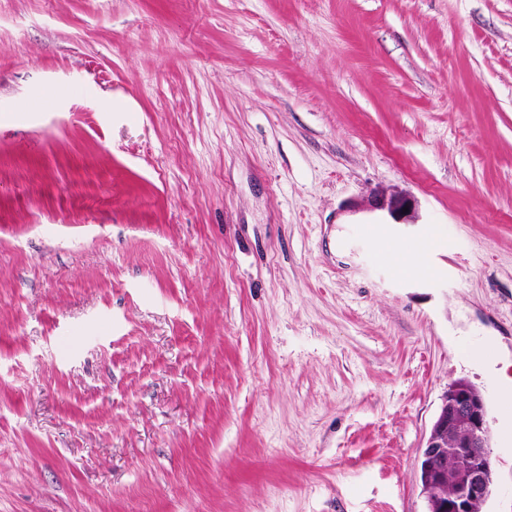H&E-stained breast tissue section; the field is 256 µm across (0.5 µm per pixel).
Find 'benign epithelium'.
<instances>
[{"label": "benign epithelium", "instance_id": "obj_1", "mask_svg": "<svg viewBox=\"0 0 512 512\" xmlns=\"http://www.w3.org/2000/svg\"><path fill=\"white\" fill-rule=\"evenodd\" d=\"M407 206V200L396 197L380 203L395 219ZM490 439L483 392L466 382L449 384L422 452L425 476L421 491L429 512H476V506L486 502L494 486ZM450 452L460 460L451 475L444 465ZM448 484L453 485L449 494L444 492Z\"/></svg>", "mask_w": 512, "mask_h": 512}]
</instances>
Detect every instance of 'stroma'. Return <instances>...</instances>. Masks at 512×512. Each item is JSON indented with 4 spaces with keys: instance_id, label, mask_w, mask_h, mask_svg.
Returning <instances> with one entry per match:
<instances>
[{
    "instance_id": "obj_1",
    "label": "stroma",
    "mask_w": 512,
    "mask_h": 512,
    "mask_svg": "<svg viewBox=\"0 0 512 512\" xmlns=\"http://www.w3.org/2000/svg\"><path fill=\"white\" fill-rule=\"evenodd\" d=\"M483 358L512 0H0V512H427L460 378L512 512Z\"/></svg>"
}]
</instances>
